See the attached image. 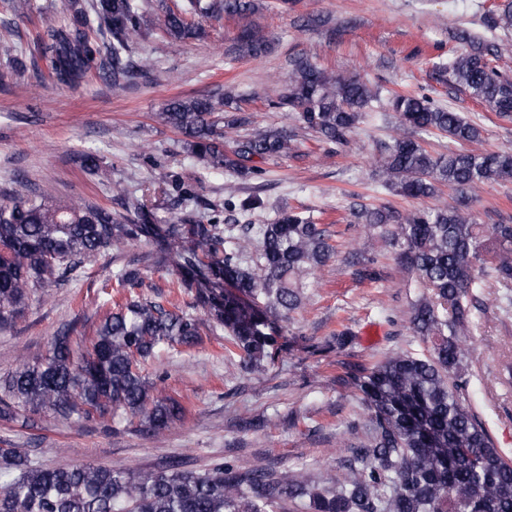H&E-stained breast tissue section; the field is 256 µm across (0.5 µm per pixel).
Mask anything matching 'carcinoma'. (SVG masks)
<instances>
[{
  "instance_id": "carcinoma-1",
  "label": "carcinoma",
  "mask_w": 512,
  "mask_h": 512,
  "mask_svg": "<svg viewBox=\"0 0 512 512\" xmlns=\"http://www.w3.org/2000/svg\"><path fill=\"white\" fill-rule=\"evenodd\" d=\"M69 19L38 33L14 71L37 81L75 86L99 78L123 92L146 77L147 63L135 48L151 35L171 41L203 40L205 19L247 17L256 0H183L176 9L151 14L150 0H68ZM494 31H512V0L487 18ZM464 48L439 68L448 83L512 119V77L492 65L496 47L461 31ZM269 40L251 25L233 51L257 57ZM288 82H274L265 96L271 108L297 114L320 141L348 143L362 115L379 105L399 126L438 131L459 145L434 155L402 136L386 146L377 176L381 185L410 199L434 196L437 186L456 191L454 205L405 214L360 206L355 216L384 227L398 260L432 296L415 304L413 332L430 356L396 352L367 372L350 374L371 417L367 435L351 445L343 473L322 486L269 468L242 470L231 464L197 471L144 472L93 463L44 467L24 448H0V512H512V462L465 405L458 337L471 332L478 294L498 289L501 308L512 311V223L478 224L471 193L512 179V149L480 151L482 129L430 97L392 93L350 74L322 68L308 56L289 60ZM183 136L198 163L247 178L259 163L296 154V134L268 129L239 135L224 146V129L244 119L226 116L211 96L173 99L158 113ZM162 192L185 208L197 204L190 186L166 179ZM113 196L122 210L85 201H58L13 190L0 202V327L12 324L34 296L76 279L108 253L151 242L139 265L115 274L122 300L93 330L54 337L48 356L22 363L5 380L0 418L35 425V416L89 420L123 411L158 433L180 418L182 406L158 398L143 367L160 347L195 345L205 331L224 330L241 367L266 374L282 322L303 298V275L332 256L327 230L301 212H284L271 224H224L212 209L203 223L186 215L159 224L142 198L117 181ZM171 274L173 287L191 296L192 311L170 309L139 292L141 266Z\"/></svg>"
}]
</instances>
